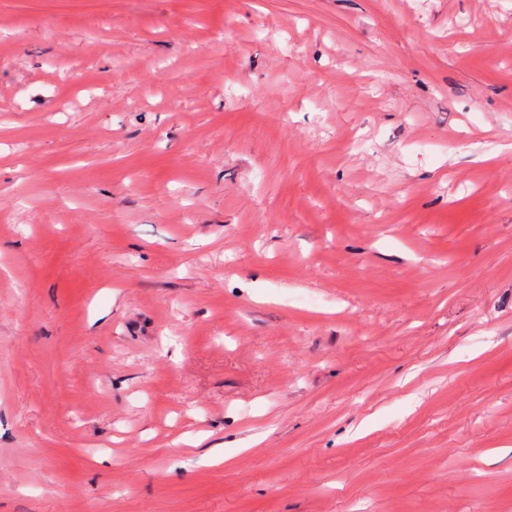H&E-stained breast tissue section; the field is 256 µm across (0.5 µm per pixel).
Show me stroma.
<instances>
[{"label":"stroma","mask_w":512,"mask_h":512,"mask_svg":"<svg viewBox=\"0 0 512 512\" xmlns=\"http://www.w3.org/2000/svg\"><path fill=\"white\" fill-rule=\"evenodd\" d=\"M0 512H512V0H0Z\"/></svg>","instance_id":"stroma-1"}]
</instances>
